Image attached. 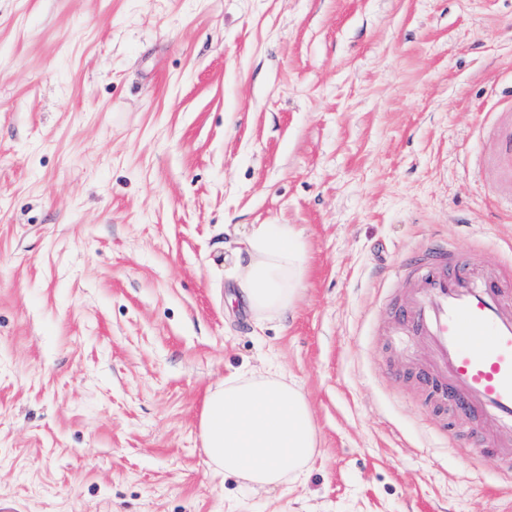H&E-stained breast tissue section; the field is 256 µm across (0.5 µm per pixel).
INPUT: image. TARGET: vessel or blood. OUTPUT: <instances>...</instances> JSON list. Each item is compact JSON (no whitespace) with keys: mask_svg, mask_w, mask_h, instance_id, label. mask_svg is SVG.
Instances as JSON below:
<instances>
[{"mask_svg":"<svg viewBox=\"0 0 512 512\" xmlns=\"http://www.w3.org/2000/svg\"><path fill=\"white\" fill-rule=\"evenodd\" d=\"M500 105L497 127L507 147L488 167L512 188V96ZM397 274L409 296L403 324L426 337L435 363L422 383L440 402L479 409L512 434V267L490 279L475 255L438 240L411 254Z\"/></svg>","mask_w":512,"mask_h":512,"instance_id":"vessel-or-blood-1","label":"vessel or blood"}]
</instances>
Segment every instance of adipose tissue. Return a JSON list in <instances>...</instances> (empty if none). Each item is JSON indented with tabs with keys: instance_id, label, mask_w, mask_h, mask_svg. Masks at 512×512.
Instances as JSON below:
<instances>
[{
	"instance_id": "ef3b65f1",
	"label": "adipose tissue",
	"mask_w": 512,
	"mask_h": 512,
	"mask_svg": "<svg viewBox=\"0 0 512 512\" xmlns=\"http://www.w3.org/2000/svg\"><path fill=\"white\" fill-rule=\"evenodd\" d=\"M239 255L236 301L259 320L286 316L306 270L293 226L254 225ZM200 429L210 460L256 489L298 480L319 452L305 395L275 369L225 378L206 398Z\"/></svg>"
}]
</instances>
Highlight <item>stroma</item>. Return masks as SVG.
<instances>
[{
	"label": "stroma",
	"instance_id": "obj_1",
	"mask_svg": "<svg viewBox=\"0 0 512 512\" xmlns=\"http://www.w3.org/2000/svg\"><path fill=\"white\" fill-rule=\"evenodd\" d=\"M512 91V0H0V498L17 512H499L508 488L392 336L387 269L442 237L488 275L480 175ZM256 224L307 269L239 304ZM304 392L320 454L254 490L200 418L233 372ZM239 248V301L258 320L284 317L293 308L306 270V254L290 224H256Z\"/></svg>",
	"mask_w": 512,
	"mask_h": 512
}]
</instances>
